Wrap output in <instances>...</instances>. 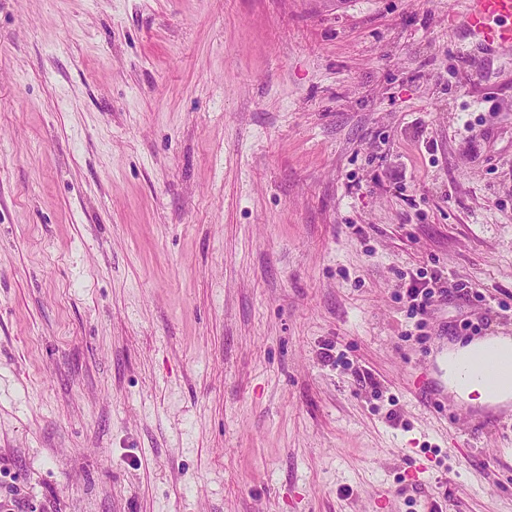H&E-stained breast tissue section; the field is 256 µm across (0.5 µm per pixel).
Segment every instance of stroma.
Masks as SVG:
<instances>
[{
  "label": "stroma",
  "mask_w": 512,
  "mask_h": 512,
  "mask_svg": "<svg viewBox=\"0 0 512 512\" xmlns=\"http://www.w3.org/2000/svg\"><path fill=\"white\" fill-rule=\"evenodd\" d=\"M486 336L512 52L463 0H0V495L512 512V416L461 456L481 410L409 388ZM425 276H420L417 281L420 287L417 286V282L414 280L411 288L407 289L406 299L408 302V308L412 315L424 314L426 307L430 303L433 297L434 291L429 287V284L433 282L441 281L442 274L440 272H434L431 274L428 280ZM422 279H425L424 281Z\"/></svg>",
  "instance_id": "stroma-1"
}]
</instances>
